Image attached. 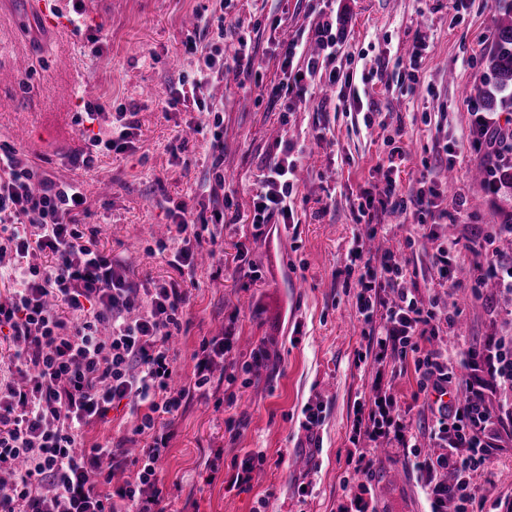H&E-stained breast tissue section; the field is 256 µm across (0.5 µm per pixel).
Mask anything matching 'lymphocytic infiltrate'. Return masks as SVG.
<instances>
[{"label":"lymphocytic infiltrate","mask_w":512,"mask_h":512,"mask_svg":"<svg viewBox=\"0 0 512 512\" xmlns=\"http://www.w3.org/2000/svg\"><path fill=\"white\" fill-rule=\"evenodd\" d=\"M208 27H200L186 41L196 55L197 70L189 88L169 91L162 105L172 110L194 101L198 111L211 114L216 129L207 146L214 182L210 186V214L177 203L168 213L169 237L160 251L172 254L181 271H195L203 233L220 224L232 210V196L224 189V118L202 92L226 61L245 73L259 71L251 41L238 38L232 56L223 48L203 44ZM322 53L308 57L298 41L282 43L286 87L306 101L307 87L336 57L330 23H323ZM103 102L86 104L75 122L86 142L70 158L73 167L93 170L102 153L133 151L138 125L133 113L120 112L107 130ZM299 160L290 145H282L270 159L253 202L255 235L268 225L285 224L293 217V194ZM382 171L381 192L363 193L359 216L377 220L383 213H412L422 239L434 246L431 269L439 284L460 287L459 239L448 238L446 224L464 223L463 207L441 208L435 189L403 196L394 172V157L377 165ZM87 197L80 183L56 180L14 146L0 145V280L12 281L0 296V339L14 344L15 381H0V474L12 477L0 486V512H171L159 488V461L173 437V421L193 398H207L213 388L212 366L232 355V332L203 337L192 359L185 384L172 387L177 357L170 345L181 330L189 303L186 290L174 280L142 288L126 266L97 244V229L83 224ZM50 254L47 266L31 263V256ZM357 277L356 308L368 326L367 351L379 370L373 394L360 403L347 451L356 468L370 474L372 465L359 448L363 440L394 439L406 443L408 427L395 397L383 385V367L395 356L415 355L418 374L415 399L427 401L434 437L441 452L435 456L414 449L431 512H446L456 502L458 512H482L488 491L474 477L488 464L490 451L504 435L512 434V402L491 408L484 392L468 385L465 399L453 397L460 379L448 351L434 348L433 339L453 327L455 315L439 311L436 299H423L418 289L400 287L405 267L397 250L365 256ZM462 362L484 364L500 389L512 392V336L500 337L482 349L460 348ZM127 406L135 422L131 442L140 453L128 457L125 448L110 440L88 441L90 429L108 424L113 408ZM127 471L113 486L114 470Z\"/></svg>","instance_id":"f902f5d3"}]
</instances>
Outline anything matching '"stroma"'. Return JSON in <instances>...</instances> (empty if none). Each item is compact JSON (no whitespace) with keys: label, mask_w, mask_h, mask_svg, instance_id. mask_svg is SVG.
Wrapping results in <instances>:
<instances>
[{"label":"stroma","mask_w":512,"mask_h":512,"mask_svg":"<svg viewBox=\"0 0 512 512\" xmlns=\"http://www.w3.org/2000/svg\"><path fill=\"white\" fill-rule=\"evenodd\" d=\"M79 25L46 26L28 0H0V142L62 180L82 181L88 211L84 223L99 230L100 248L124 263L131 280H176L188 289L187 322L176 348L180 377L193 369L202 337L234 323L241 345L217 363V387L190 400L174 423L161 464V488L174 512H428L410 451H368L372 476L347 461L359 402L368 398L373 362H359L367 327L355 307V280L346 270L355 236H375L400 250L406 272L400 285L431 291L445 313H457L453 331L435 343L465 337L482 347L512 336V295L495 288L474 299L471 289L442 288L431 280L430 242L411 216L385 217L379 226L357 220L362 190L383 187L376 165L400 148L406 158L398 181L417 189L420 175L440 192L444 206L463 199L466 223L456 236L479 240L492 225L512 219V186L487 190L472 172L485 166L470 142L474 84L488 76L486 51L493 41L496 0H84ZM224 16V49L238 37L251 40L265 61L263 81L284 75L275 41L319 43L321 20L336 35L330 88L335 110L316 103L289 106L240 87L243 75L225 70L206 91L224 106L226 192L237 210L203 242L206 257L195 274L183 275L157 244L167 210L180 201L207 203L211 161L204 149L212 118L185 103L164 112L169 87L192 80L196 56L185 50L198 15ZM282 17L270 30L268 18ZM425 42L415 77L401 75L397 58H410ZM105 100L111 112H131L139 126L137 149L105 154L94 170L68 159L84 146L74 122L84 103ZM373 112L372 124L363 116ZM447 120H439V113ZM305 152L293 191L294 221L272 224L253 236L251 211L259 176L281 141ZM447 143L451 164H437ZM246 258L252 271L238 268ZM267 357L254 367L252 348ZM392 393L407 407L417 444L430 441L427 413L415 404L413 357L392 362ZM321 406L318 443L302 427L307 406ZM253 478L234 483L243 462ZM476 481L492 498L512 504V440L493 449Z\"/></svg>","instance_id":"obj_1"}]
</instances>
